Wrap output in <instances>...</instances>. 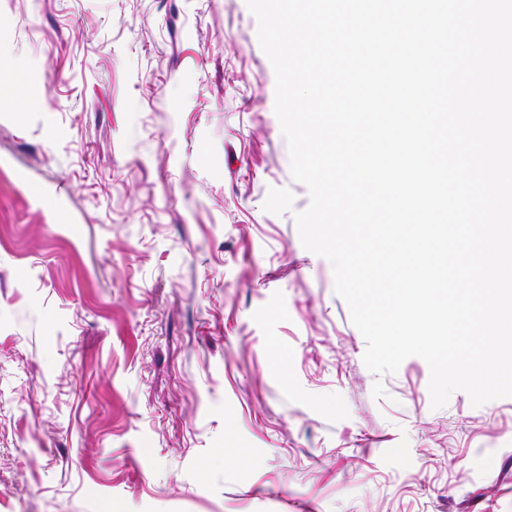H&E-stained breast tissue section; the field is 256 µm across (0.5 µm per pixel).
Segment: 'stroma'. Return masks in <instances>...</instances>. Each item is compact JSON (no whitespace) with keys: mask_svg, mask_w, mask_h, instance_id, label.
Segmentation results:
<instances>
[{"mask_svg":"<svg viewBox=\"0 0 512 512\" xmlns=\"http://www.w3.org/2000/svg\"><path fill=\"white\" fill-rule=\"evenodd\" d=\"M0 20V512H512V397L368 370L303 247L246 0Z\"/></svg>","mask_w":512,"mask_h":512,"instance_id":"35a3bbf8","label":"stroma"}]
</instances>
